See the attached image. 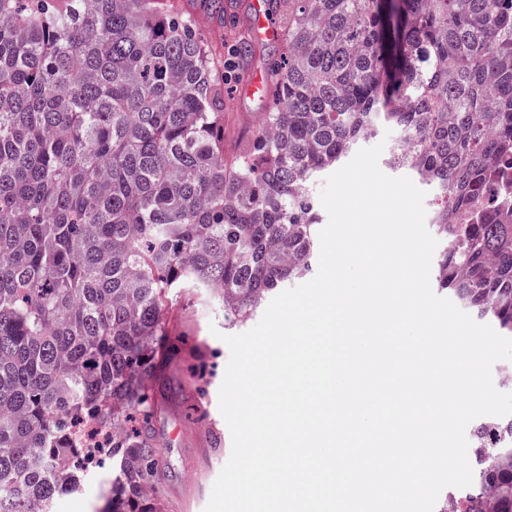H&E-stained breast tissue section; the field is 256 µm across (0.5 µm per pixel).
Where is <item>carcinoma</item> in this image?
I'll return each instance as SVG.
<instances>
[{
	"label": "carcinoma",
	"mask_w": 512,
	"mask_h": 512,
	"mask_svg": "<svg viewBox=\"0 0 512 512\" xmlns=\"http://www.w3.org/2000/svg\"><path fill=\"white\" fill-rule=\"evenodd\" d=\"M271 108L224 156L222 61L179 0H0V512H49L111 433L107 512H159L147 423L169 293L243 320L313 271L318 175L381 124L434 187L438 288L512 337V0H266ZM447 512H512V416L471 426Z\"/></svg>",
	"instance_id": "obj_1"
}]
</instances>
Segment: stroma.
I'll return each instance as SVG.
<instances>
[{"mask_svg":"<svg viewBox=\"0 0 512 512\" xmlns=\"http://www.w3.org/2000/svg\"><path fill=\"white\" fill-rule=\"evenodd\" d=\"M185 12L197 18L213 40L232 28L255 26L256 0H228L224 15H210L203 0H180ZM277 40L258 37L240 63L242 79L226 85L229 96L224 113V148L232 150L252 134L269 103L268 94L253 93L277 58ZM255 310L246 320L225 316L223 302L206 289L187 288L169 302L170 328L180 342L201 347L208 363L197 375L191 363L177 361L165 374L151 420V433L162 457V477L155 495L161 512H204L212 486L232 449L229 428L219 410V389L230 358L223 338L253 328L262 318ZM112 481V464L104 462L84 476L79 490L57 496L52 512H102Z\"/></svg>","mask_w":512,"mask_h":512,"instance_id":"1","label":"stroma"}]
</instances>
